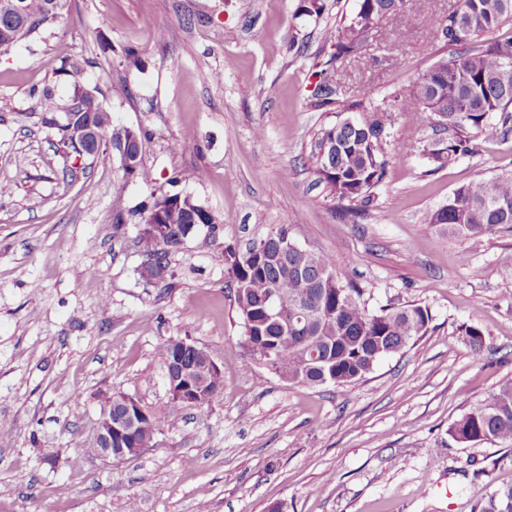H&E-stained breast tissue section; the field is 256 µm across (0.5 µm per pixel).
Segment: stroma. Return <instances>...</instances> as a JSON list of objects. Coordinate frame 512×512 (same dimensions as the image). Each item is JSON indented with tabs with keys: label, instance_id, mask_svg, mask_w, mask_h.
Listing matches in <instances>:
<instances>
[{
	"label": "stroma",
	"instance_id": "1",
	"mask_svg": "<svg viewBox=\"0 0 512 512\" xmlns=\"http://www.w3.org/2000/svg\"><path fill=\"white\" fill-rule=\"evenodd\" d=\"M67 0L40 36L0 53V512H475L512 485V448L465 447L449 425L512 380V229L475 243L425 221L454 189L512 168V132L432 170L410 146L447 138L396 112L386 177L358 222L308 160L337 103L391 104L451 59L428 18L457 0H409L360 54L328 31L358 0ZM401 37L390 41V28ZM138 60L130 62L127 50ZM84 59L75 72L65 56ZM327 82L336 100L321 104ZM59 109L97 89L115 128L145 131L143 182L60 151L37 96ZM190 195L216 218L141 277L140 212ZM363 288L371 312L426 307L425 336L344 387H308L244 364L224 250L279 228ZM94 270L86 278V270ZM475 326L487 351L474 359ZM178 337L223 369L206 413L171 403L157 345ZM138 396L168 423L120 462L87 455L99 399Z\"/></svg>",
	"mask_w": 512,
	"mask_h": 512
}]
</instances>
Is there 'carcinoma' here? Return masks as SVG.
Listing matches in <instances>:
<instances>
[{
	"mask_svg": "<svg viewBox=\"0 0 512 512\" xmlns=\"http://www.w3.org/2000/svg\"><path fill=\"white\" fill-rule=\"evenodd\" d=\"M26 24L15 42L36 34L54 14L48 0H22ZM408 0H358L356 13L343 21L327 40L336 55L355 54L364 30L388 17L403 14ZM459 7L430 22L448 47L471 45L441 71L423 75L396 96L397 112H414L423 126L440 117L441 124L456 129L446 142L414 146L438 170L461 156L474 153L475 141L502 137L512 121V37L479 41L486 33L512 25V0H458ZM73 112H94L109 117L94 90L76 95ZM342 111L350 116L323 128L315 138L311 164L317 182L343 202L373 200L374 190L386 175L384 142L391 126L390 109L379 104L346 101ZM177 195L161 194L143 214L167 227L163 238L139 235L154 277L171 276L170 256L180 249L190 225L207 224L217 230L216 219L198 203L176 202ZM429 224L446 225L448 231L479 242L500 229L512 228V170L491 178H477L456 188L448 203L428 212ZM288 230L281 227L240 252L225 250V271L235 285V299L243 328L246 365L268 367L290 383L311 387L344 386L372 372L377 362L414 346L426 335L431 316L419 305L389 306L369 312L362 289L336 269L332 255L306 249H285ZM277 293L275 314L269 318L264 302ZM472 355L483 357L482 331H467ZM163 363L176 354L196 367L212 358L206 349L179 350L176 339L160 344ZM164 415L152 413L139 420L134 442L152 448L166 426ZM452 439L464 445L484 443L512 447V382L474 404L448 428ZM479 512H512V485L490 493Z\"/></svg>",
	"mask_w": 512,
	"mask_h": 512,
	"instance_id": "1",
	"label": "carcinoma"
}]
</instances>
